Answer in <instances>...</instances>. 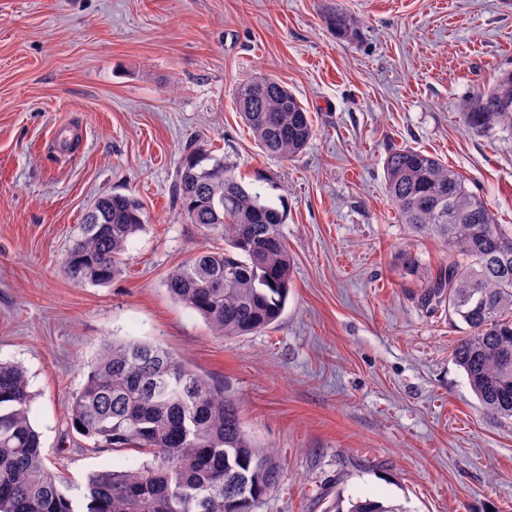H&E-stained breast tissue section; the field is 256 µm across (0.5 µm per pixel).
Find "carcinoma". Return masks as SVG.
Here are the masks:
<instances>
[{"label":"carcinoma","mask_w":512,"mask_h":512,"mask_svg":"<svg viewBox=\"0 0 512 512\" xmlns=\"http://www.w3.org/2000/svg\"><path fill=\"white\" fill-rule=\"evenodd\" d=\"M352 39V18L332 3L323 15ZM234 104L257 145L292 159L313 137L310 112L274 77L236 86ZM471 130L512 129V71L464 105ZM385 192L400 223L442 241L448 264L426 285L424 301L448 300L467 326L453 350L484 410L512 418V226L498 224L467 179L437 156L404 146L384 162ZM180 215L224 248L205 249L173 267L165 286L217 334L230 337L273 325L289 291L293 257L281 232L285 211L250 191L224 159L192 143L172 188ZM145 225L141 204L112 193L85 212L63 268L75 285L105 284L119 274L130 240ZM25 372L0 363V512H254L281 483L283 467L246 433L224 385L163 346L105 339L82 388L68 402L71 429L97 451L132 446L149 459L129 470H100L78 496L50 469L31 419ZM336 512H405L365 499Z\"/></svg>","instance_id":"cac0c4a2"}]
</instances>
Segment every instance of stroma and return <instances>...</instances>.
I'll list each match as a JSON object with an SVG mask.
<instances>
[{"label":"stroma","instance_id":"35a3bbf8","mask_svg":"<svg viewBox=\"0 0 512 512\" xmlns=\"http://www.w3.org/2000/svg\"><path fill=\"white\" fill-rule=\"evenodd\" d=\"M0 0V362L25 370L31 421L69 485L127 470L135 448L92 450L67 404L103 338L151 341L223 383L285 479L255 512H512V420L480 406L452 351L465 324L423 303L448 259L398 223L389 150L438 155L512 225V130L478 133L466 100L512 70V0ZM286 82L316 134L294 160L265 154L233 103L259 75ZM76 146L48 149L60 128ZM224 157L286 211L294 264L279 320L216 335L175 302L169 270L224 240L172 201L186 142ZM134 195L145 228L122 272L72 284L62 260L99 195ZM323 18L326 25L333 30L338 37L349 40L355 37L356 26L354 21L342 9L337 8L335 3L327 6ZM342 502L343 500L337 502L336 512H406L401 505L384 504L370 499L350 501V506L344 510L340 505Z\"/></svg>","mask_w":512,"mask_h":512}]
</instances>
